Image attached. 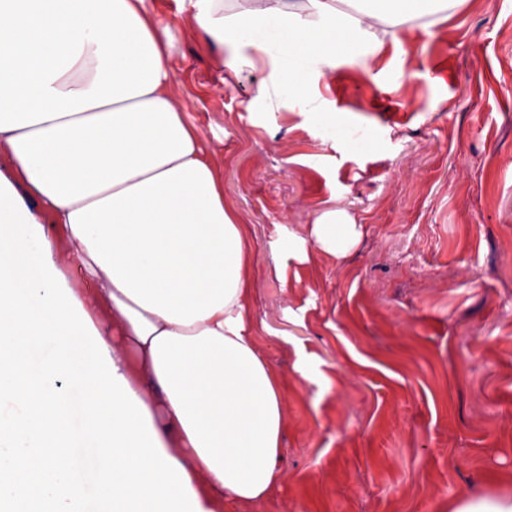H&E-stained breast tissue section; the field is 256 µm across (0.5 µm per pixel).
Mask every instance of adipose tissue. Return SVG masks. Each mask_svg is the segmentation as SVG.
<instances>
[{"label":"adipose tissue","mask_w":512,"mask_h":512,"mask_svg":"<svg viewBox=\"0 0 512 512\" xmlns=\"http://www.w3.org/2000/svg\"><path fill=\"white\" fill-rule=\"evenodd\" d=\"M405 5L439 16L448 0H181L216 43L253 46L309 109L312 64L378 44L360 17ZM168 24L144 0H0V152L24 203L42 204L75 252L104 342L147 408L201 512H247L279 488L282 377L258 346L256 247L189 113L174 104Z\"/></svg>","instance_id":"obj_1"}]
</instances>
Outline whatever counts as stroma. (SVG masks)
Wrapping results in <instances>:
<instances>
[{
  "mask_svg": "<svg viewBox=\"0 0 512 512\" xmlns=\"http://www.w3.org/2000/svg\"><path fill=\"white\" fill-rule=\"evenodd\" d=\"M144 5L170 24L175 101L257 244L285 429L281 485L254 512L512 499V0H457L339 56L311 84L315 114L257 98L270 67L225 68L179 0ZM333 209L360 231L339 257L309 240ZM288 238L307 261L272 254Z\"/></svg>",
  "mask_w": 512,
  "mask_h": 512,
  "instance_id": "35a3bbf8",
  "label": "stroma"
}]
</instances>
